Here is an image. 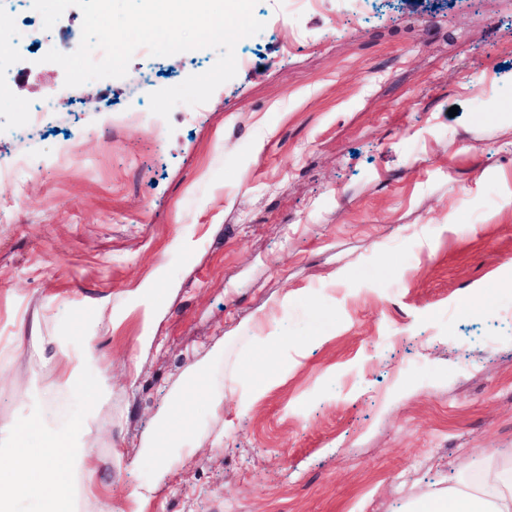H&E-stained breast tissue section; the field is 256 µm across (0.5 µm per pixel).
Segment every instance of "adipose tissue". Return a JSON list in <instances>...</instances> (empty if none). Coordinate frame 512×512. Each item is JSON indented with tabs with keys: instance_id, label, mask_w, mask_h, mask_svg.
<instances>
[{
	"instance_id": "obj_1",
	"label": "adipose tissue",
	"mask_w": 512,
	"mask_h": 512,
	"mask_svg": "<svg viewBox=\"0 0 512 512\" xmlns=\"http://www.w3.org/2000/svg\"><path fill=\"white\" fill-rule=\"evenodd\" d=\"M81 342L68 376L76 378L83 368L96 366L97 383L82 389L83 397L92 404L105 397L112 366L94 360L92 337H82ZM94 425L93 417L87 415L58 431L47 430L45 421L38 419L27 427L0 432V446L10 450L8 469L0 471V505L28 499L41 503L42 512H72V474L85 467L93 453L79 441L92 432ZM409 512H512V473L484 470L481 482L412 499Z\"/></svg>"
}]
</instances>
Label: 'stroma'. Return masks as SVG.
I'll use <instances>...</instances> for the list:
<instances>
[{"label":"stroma","instance_id":"obj_1","mask_svg":"<svg viewBox=\"0 0 512 512\" xmlns=\"http://www.w3.org/2000/svg\"><path fill=\"white\" fill-rule=\"evenodd\" d=\"M267 14L278 29L238 41L249 67L198 111L154 115L131 83L178 85L212 48L77 87L39 49L0 102V159H27L0 179V430L95 415L75 512H132L151 482L145 512H404L512 466V0ZM51 93L20 146L19 109ZM269 309L272 352L252 328ZM84 334L111 387L62 410L98 379L62 377ZM246 361L288 375L249 406L227 394L220 421L193 399L195 449L164 464L190 370L220 390Z\"/></svg>","mask_w":512,"mask_h":512}]
</instances>
